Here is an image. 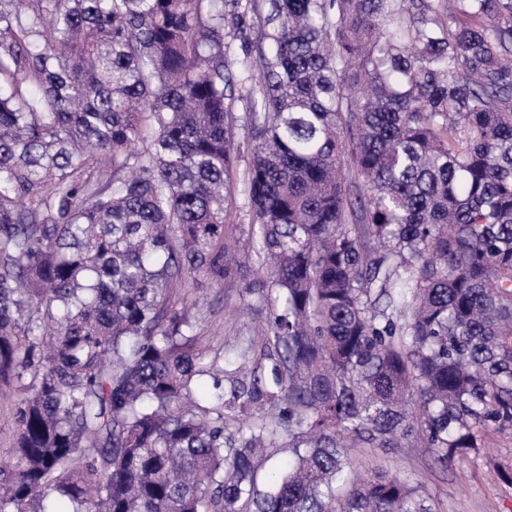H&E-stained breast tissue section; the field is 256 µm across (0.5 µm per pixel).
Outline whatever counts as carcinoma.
I'll return each instance as SVG.
<instances>
[{
	"mask_svg": "<svg viewBox=\"0 0 512 512\" xmlns=\"http://www.w3.org/2000/svg\"><path fill=\"white\" fill-rule=\"evenodd\" d=\"M31 2L0 0V512H438L351 449L512 432V0ZM205 283L268 307L246 374ZM248 14L243 25L230 23L224 31V46L228 56L243 57L245 49H250L258 39L256 20ZM236 139L242 146L240 151V158L237 163V178H238V190L235 194L233 202L231 206H229L230 216L229 221L233 224H248L249 216H248V208L246 205V200L244 196L241 194V186L244 175L247 171L248 164L250 162V150L247 149V143L249 142V138L243 129L238 128L236 130ZM18 401L17 396L0 397V460L10 461L11 453V431L14 426L13 413L15 404Z\"/></svg>",
	"mask_w": 512,
	"mask_h": 512,
	"instance_id": "1",
	"label": "carcinoma"
}]
</instances>
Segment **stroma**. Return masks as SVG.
Instances as JSON below:
<instances>
[{"instance_id": "35a3bbf8", "label": "stroma", "mask_w": 512, "mask_h": 512, "mask_svg": "<svg viewBox=\"0 0 512 512\" xmlns=\"http://www.w3.org/2000/svg\"><path fill=\"white\" fill-rule=\"evenodd\" d=\"M192 310L199 320L198 330L206 341L219 344L221 338L246 347L258 333L265 317L254 297H224L216 288L197 294ZM363 465L379 464L389 472L418 485L423 496L432 498L440 512H512V483L498 477V470L512 472V438L493 434L485 448L460 459L447 469L435 467L427 449L408 453H389L378 448L365 449Z\"/></svg>"}]
</instances>
